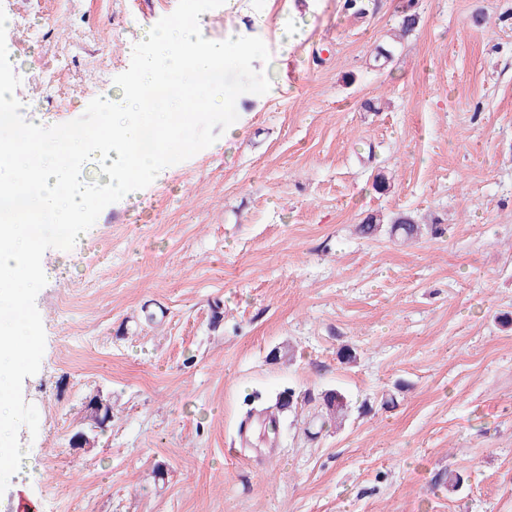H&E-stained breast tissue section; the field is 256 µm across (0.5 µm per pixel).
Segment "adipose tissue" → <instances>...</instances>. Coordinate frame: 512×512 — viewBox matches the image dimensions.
<instances>
[{
	"label": "adipose tissue",
	"mask_w": 512,
	"mask_h": 512,
	"mask_svg": "<svg viewBox=\"0 0 512 512\" xmlns=\"http://www.w3.org/2000/svg\"><path fill=\"white\" fill-rule=\"evenodd\" d=\"M128 52L135 68L123 91L98 97L101 125L58 129L52 153L40 139L41 113L24 125L0 113V429L10 427L16 369L38 347L30 296L51 275L39 261L44 224L55 225L59 250L71 251L86 238V215L98 200L137 197L143 183L161 177L171 144L200 119L194 102L209 112L233 109L224 71L232 61L248 64L254 45L235 29L214 40L186 14L142 31ZM88 151L106 174L95 195L78 162Z\"/></svg>",
	"instance_id": "1"
}]
</instances>
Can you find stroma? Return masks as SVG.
I'll return each instance as SVG.
<instances>
[{
	"mask_svg": "<svg viewBox=\"0 0 512 512\" xmlns=\"http://www.w3.org/2000/svg\"><path fill=\"white\" fill-rule=\"evenodd\" d=\"M183 3L0 0V110L23 124L38 107L48 148L96 127L99 94L134 68L126 45ZM197 12L209 37L257 44L224 76L240 129L225 140L229 117L206 114L192 150L136 202L100 201L68 255L45 231V265L72 272L31 300L40 347L11 436L37 474L0 483V512H512V0ZM402 213L431 232L391 238ZM369 216L384 229L364 238ZM330 388L350 403L339 425L320 416ZM288 389L274 441L245 433L251 399ZM95 394L112 426L72 447Z\"/></svg>",
	"mask_w": 512,
	"mask_h": 512,
	"instance_id": "1",
	"label": "stroma"
}]
</instances>
